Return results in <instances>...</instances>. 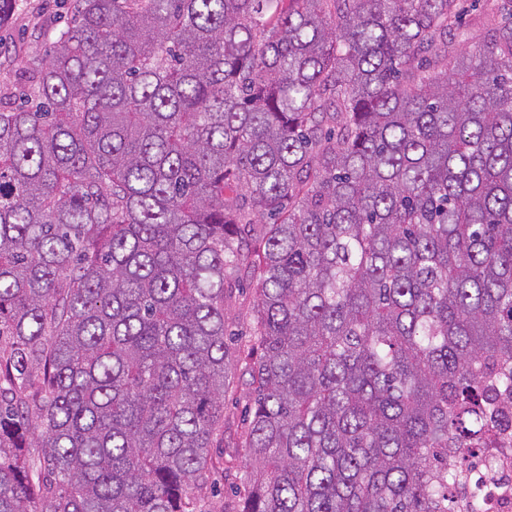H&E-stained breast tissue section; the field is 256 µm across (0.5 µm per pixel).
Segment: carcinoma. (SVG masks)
Returning <instances> with one entry per match:
<instances>
[{
	"mask_svg": "<svg viewBox=\"0 0 512 512\" xmlns=\"http://www.w3.org/2000/svg\"><path fill=\"white\" fill-rule=\"evenodd\" d=\"M490 2L463 55L461 0H75L0 98V512H193L240 270L241 512L455 510L512 402ZM230 283L233 299L226 310V318L230 324V329L237 335L231 345L232 359L236 364L239 351H243L250 344L249 340L253 330L251 308L255 291L251 277L243 272L237 278H233Z\"/></svg>",
	"mask_w": 512,
	"mask_h": 512,
	"instance_id": "1",
	"label": "carcinoma"
}]
</instances>
